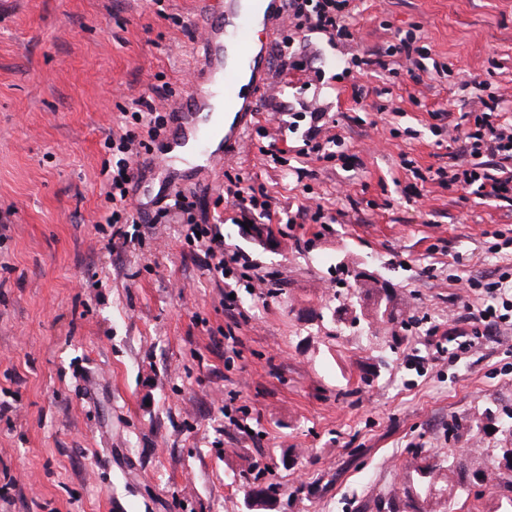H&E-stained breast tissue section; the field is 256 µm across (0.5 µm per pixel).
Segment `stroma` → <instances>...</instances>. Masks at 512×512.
I'll return each mask as SVG.
<instances>
[{
    "mask_svg": "<svg viewBox=\"0 0 512 512\" xmlns=\"http://www.w3.org/2000/svg\"><path fill=\"white\" fill-rule=\"evenodd\" d=\"M356 3L354 40L299 31L287 61L271 36L240 156L209 172L172 161L194 216L242 256L220 276L177 216L137 224L139 245L96 229L104 141L135 100L165 113L185 95L207 0H0V512H248L257 480L278 487L266 512H378L417 454L512 448L467 428L512 411V327L467 351L453 337L484 297L458 280L512 269V247L491 250L512 240V206L426 177L469 164L468 75L512 101V0ZM415 24L427 70L362 77L372 92L354 101L352 57ZM312 109L342 140L332 160L300 154ZM236 175L273 197L272 242L226 202ZM317 201L334 222L305 215ZM359 270L390 283L407 329L330 319ZM420 507L500 501L466 485Z\"/></svg>",
    "mask_w": 512,
    "mask_h": 512,
    "instance_id": "1",
    "label": "stroma"
}]
</instances>
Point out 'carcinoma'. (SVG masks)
<instances>
[{"mask_svg":"<svg viewBox=\"0 0 512 512\" xmlns=\"http://www.w3.org/2000/svg\"><path fill=\"white\" fill-rule=\"evenodd\" d=\"M364 292L375 295L372 318L378 322L394 324L397 317L389 310L391 297L381 296V289L369 287ZM501 425L495 412L488 410L483 417L477 418L469 429L478 434L488 432V429H498ZM512 456V448H500L498 452L490 456L482 451L474 450L466 454L453 457L448 461V466L443 467L438 463L418 465L414 472L416 478L405 484L401 494H393L384 501L388 512H421L418 503L421 500L436 496H443L453 491L454 483H463L469 480L475 484L479 482H492L494 486L509 492L501 503L502 512H512V461L505 464L500 459ZM274 487H252L246 494L250 509L259 512L271 498Z\"/></svg>","mask_w":512,"mask_h":512,"instance_id":"obj_1","label":"carcinoma"}]
</instances>
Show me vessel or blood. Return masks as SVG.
Segmentation results:
<instances>
[{
  "label": "vessel or blood",
  "instance_id": "1",
  "mask_svg": "<svg viewBox=\"0 0 512 512\" xmlns=\"http://www.w3.org/2000/svg\"><path fill=\"white\" fill-rule=\"evenodd\" d=\"M263 10L253 13L241 9L239 0H220L209 13L203 28V56L201 65L183 102L174 112L172 127L166 135L171 146L194 143L198 155L206 164L218 166L225 158L234 155L242 146V138L253 115L256 92L265 84L268 62L262 45L253 39L255 27L272 29L281 18V0H261ZM232 47L240 64L249 66L253 78V92L241 95L238 85L240 73L224 61L225 47ZM218 73L222 79L215 91L224 98L225 111L235 118L224 134H217L214 124L204 122L202 115L206 103L202 96L201 82L205 76ZM221 138V145H214V138Z\"/></svg>",
  "mask_w": 512,
  "mask_h": 512
}]
</instances>
